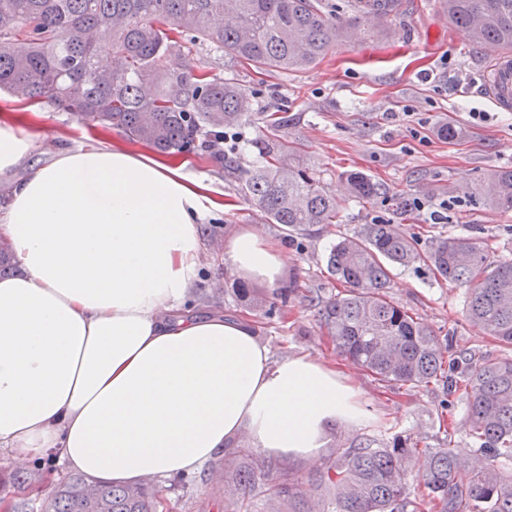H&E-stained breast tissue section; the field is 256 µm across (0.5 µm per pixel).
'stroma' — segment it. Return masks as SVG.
Returning a JSON list of instances; mask_svg holds the SVG:
<instances>
[{
    "mask_svg": "<svg viewBox=\"0 0 512 512\" xmlns=\"http://www.w3.org/2000/svg\"><path fill=\"white\" fill-rule=\"evenodd\" d=\"M179 62L188 70L204 68L236 78L256 109L271 104L287 109L293 118L291 137L331 190H338L341 177L350 172L363 173L380 186L372 201L343 202L339 223L288 234L281 225L266 223L238 183L225 176L223 165L204 155L180 157L186 172L224 201L222 211L204 218L203 274L191 304H215L225 315L245 319L273 357L306 353L338 365L361 391L366 409L362 425L331 432L321 461L280 458L277 466L307 482L322 469L324 458L360 435L388 443L395 435L408 434L429 447H442L441 421L463 424L464 401L446 398L438 387L386 391L336 352L320 308L341 286L328 274L325 258L339 237L357 234L378 220L416 233L424 252L455 234L483 238L494 255L512 254V209L484 208L462 191L492 171L512 168V111L491 109L481 88L488 54L449 22L438 0H401L389 34L337 44L307 70L261 73L206 46L183 52ZM1 112L32 121L37 138L26 160L30 166L45 164L57 148L79 149L106 137L102 128L43 100L27 103L0 93ZM447 125L455 128V138L441 136ZM416 127L421 130L417 136L412 133ZM417 197L426 202V210L400 208V200ZM445 199L450 202L448 220L434 222L431 213ZM244 224L256 226L283 248L284 282L294 286L292 295L277 296L273 288L226 269L216 242ZM389 294L421 317L440 343L486 357L502 354L501 344L468 321L466 286L435 277L422 265L399 267ZM257 296L265 298V306L254 305ZM259 455L249 446L241 452L225 450L217 461L186 474L182 488L157 479L163 512H224L225 481Z\"/></svg>",
    "mask_w": 512,
    "mask_h": 512,
    "instance_id": "stroma-1",
    "label": "stroma"
}]
</instances>
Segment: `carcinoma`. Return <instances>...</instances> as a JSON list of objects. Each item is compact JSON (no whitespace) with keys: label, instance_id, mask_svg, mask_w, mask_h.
Wrapping results in <instances>:
<instances>
[{"label":"carcinoma","instance_id":"cac0c4a2","mask_svg":"<svg viewBox=\"0 0 512 512\" xmlns=\"http://www.w3.org/2000/svg\"><path fill=\"white\" fill-rule=\"evenodd\" d=\"M397 0H0V92L47 99L132 143L170 157L221 155L224 131L256 120L248 93L232 77L184 71L183 44L209 46L268 71H301L336 42L382 30ZM452 24L489 50L512 49V0H441ZM112 38L102 42L98 34ZM247 168L222 159L247 201L289 232L334 224L340 204L320 174L300 160L286 110L264 113ZM345 197L368 202L378 185L345 176ZM465 192L493 209H512V170H499ZM426 265L468 286L466 313L484 335L512 347V258H493L476 237L450 235L429 253L399 224H369L333 244L329 274L344 291L327 300L322 324L336 350L388 389L438 386L466 401L471 447L421 448L399 434L382 445L360 437L336 450L303 490L288 471L250 461L224 484V512H241L246 490L260 488L269 512H512V354L495 359L439 346L430 327L394 302L391 269ZM415 456L425 494L417 499L403 462ZM41 486L39 472L0 474V492ZM74 476L39 512H156L159 492L145 483L94 484Z\"/></svg>","mask_w":512,"mask_h":512}]
</instances>
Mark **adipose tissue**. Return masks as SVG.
<instances>
[{
  "label": "adipose tissue",
  "instance_id": "obj_1",
  "mask_svg": "<svg viewBox=\"0 0 512 512\" xmlns=\"http://www.w3.org/2000/svg\"><path fill=\"white\" fill-rule=\"evenodd\" d=\"M33 141L0 120L10 176L0 277V449L115 484L170 478L248 438L317 460L331 429L366 416L357 386L306 354L273 358L243 320L195 312L203 214L182 163L119 142L58 150L19 179ZM232 272L270 287L282 250L256 227L222 243Z\"/></svg>",
  "mask_w": 512,
  "mask_h": 512
}]
</instances>
